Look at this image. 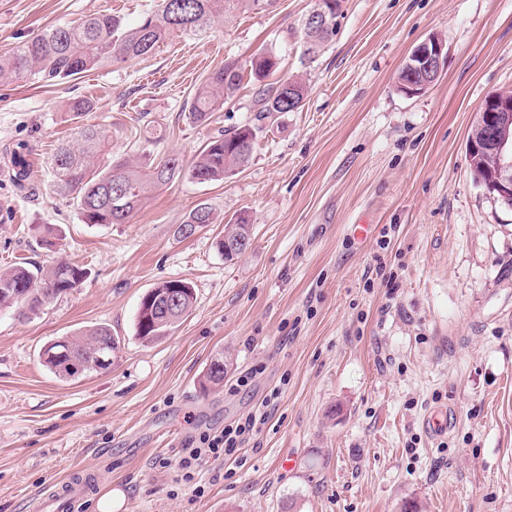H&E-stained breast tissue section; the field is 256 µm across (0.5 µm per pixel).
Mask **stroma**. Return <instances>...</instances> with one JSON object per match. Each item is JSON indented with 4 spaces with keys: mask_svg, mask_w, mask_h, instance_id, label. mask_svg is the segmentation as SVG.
<instances>
[{
    "mask_svg": "<svg viewBox=\"0 0 512 512\" xmlns=\"http://www.w3.org/2000/svg\"><path fill=\"white\" fill-rule=\"evenodd\" d=\"M157 3L0 0V54L95 13L133 24ZM314 4L243 6L55 85L0 81V269L66 259L90 272L39 314L0 312V512H26L76 467L122 492L119 512H512V208L467 158L484 98L512 91V0H340L335 37L309 59ZM431 35L445 44L443 74L405 95L396 77ZM261 51L280 59L275 80H304L298 110L260 118L247 75L205 124L187 119L211 72ZM76 96L118 157L139 156L151 120L155 153L187 164L221 131H260L223 182L180 178L129 223L91 227L49 168L73 137ZM16 142L33 148L21 185L6 153ZM203 201L227 220L248 214L240 257L214 249L220 225L177 235ZM170 279L192 283L194 307L143 343L140 299ZM93 326L120 339L108 369L66 380L43 365L48 341ZM218 356L224 382L201 390ZM269 395L266 424L236 455L202 461L190 483L160 468ZM438 408L453 420L441 438L424 426Z\"/></svg>",
    "mask_w": 512,
    "mask_h": 512,
    "instance_id": "stroma-1",
    "label": "stroma"
}]
</instances>
